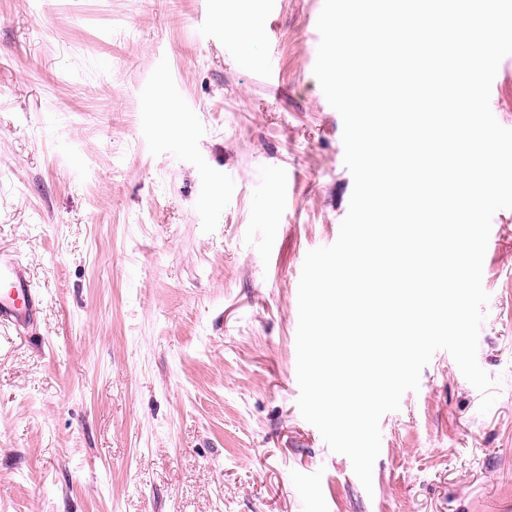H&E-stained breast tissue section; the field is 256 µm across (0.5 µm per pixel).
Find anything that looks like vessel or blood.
<instances>
[{
  "instance_id": "vessel-or-blood-1",
  "label": "vessel or blood",
  "mask_w": 512,
  "mask_h": 512,
  "mask_svg": "<svg viewBox=\"0 0 512 512\" xmlns=\"http://www.w3.org/2000/svg\"><path fill=\"white\" fill-rule=\"evenodd\" d=\"M41 296L17 258L0 251V327H21L30 323Z\"/></svg>"
}]
</instances>
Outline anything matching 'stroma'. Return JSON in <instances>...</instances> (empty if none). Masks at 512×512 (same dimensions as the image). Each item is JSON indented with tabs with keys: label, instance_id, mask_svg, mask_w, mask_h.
<instances>
[{
	"label": "stroma",
	"instance_id": "35a3bbf8",
	"mask_svg": "<svg viewBox=\"0 0 512 512\" xmlns=\"http://www.w3.org/2000/svg\"><path fill=\"white\" fill-rule=\"evenodd\" d=\"M0 0V512H512V210L477 360L434 353L365 491L298 405V284L353 178L313 74L324 0ZM278 60L269 87L261 62ZM41 296L17 258L0 251V327H25L37 314Z\"/></svg>",
	"mask_w": 512,
	"mask_h": 512
}]
</instances>
